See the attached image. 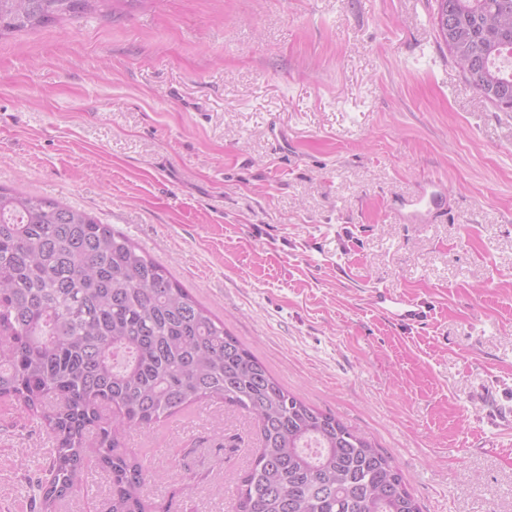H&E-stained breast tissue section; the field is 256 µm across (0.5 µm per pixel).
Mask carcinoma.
I'll list each match as a JSON object with an SVG mask.
<instances>
[{
	"label": "carcinoma",
	"instance_id": "cac0c4a2",
	"mask_svg": "<svg viewBox=\"0 0 512 512\" xmlns=\"http://www.w3.org/2000/svg\"><path fill=\"white\" fill-rule=\"evenodd\" d=\"M122 0H0V38ZM433 23L464 77L512 111V0H435ZM54 446L29 483L40 512L80 489L94 462L111 512H168L144 497L149 468L125 448L182 409L220 400L258 444L229 512H420L391 457L288 391L193 295L125 235L47 197L0 186V398Z\"/></svg>",
	"mask_w": 512,
	"mask_h": 512
}]
</instances>
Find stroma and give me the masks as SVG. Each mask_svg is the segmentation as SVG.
Here are the masks:
<instances>
[{"mask_svg": "<svg viewBox=\"0 0 512 512\" xmlns=\"http://www.w3.org/2000/svg\"><path fill=\"white\" fill-rule=\"evenodd\" d=\"M435 0H133L0 40V185L139 244L288 391L393 459L421 512H512V112ZM437 187L439 209L402 208ZM388 291L428 308L384 314ZM127 446L150 498H213L251 422L191 406ZM52 441L0 399V512ZM376 304L393 320L403 324H421L426 318V311L421 304L408 301L401 295L379 292Z\"/></svg>", "mask_w": 512, "mask_h": 512, "instance_id": "obj_1", "label": "stroma"}]
</instances>
